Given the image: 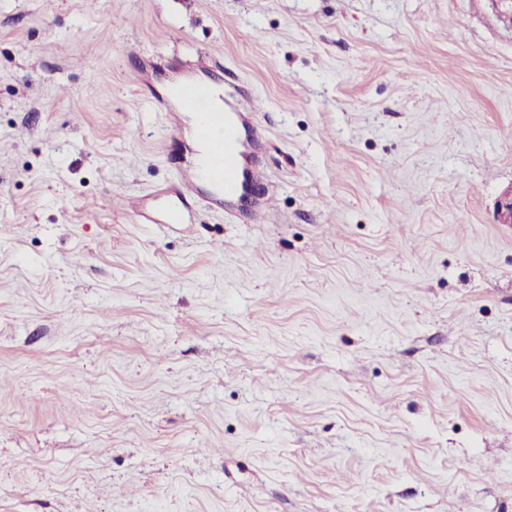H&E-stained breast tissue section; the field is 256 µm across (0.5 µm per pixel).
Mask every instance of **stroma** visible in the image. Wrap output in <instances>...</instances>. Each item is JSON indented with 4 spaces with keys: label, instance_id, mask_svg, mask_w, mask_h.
Returning a JSON list of instances; mask_svg holds the SVG:
<instances>
[{
    "label": "stroma",
    "instance_id": "obj_1",
    "mask_svg": "<svg viewBox=\"0 0 512 512\" xmlns=\"http://www.w3.org/2000/svg\"><path fill=\"white\" fill-rule=\"evenodd\" d=\"M509 186L489 0H0V512H512ZM220 94L221 90L215 88L212 104L211 97L200 88L186 87L181 96V110L198 113L202 138L209 146V158L203 169V179L233 189L238 181L237 167L236 162L231 160L228 147L236 143L237 139L233 129L225 124L224 109L228 108H225ZM213 106L221 112H216Z\"/></svg>",
    "mask_w": 512,
    "mask_h": 512
}]
</instances>
